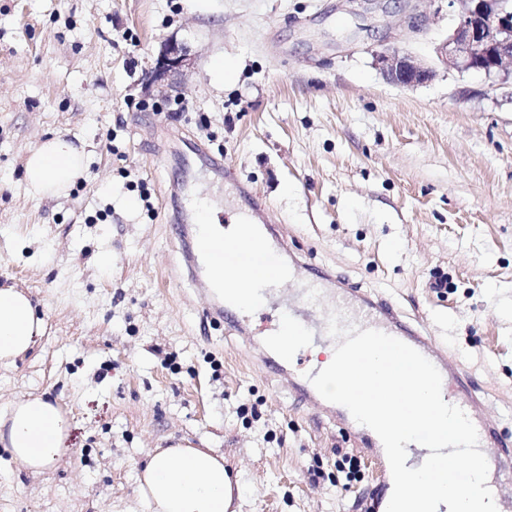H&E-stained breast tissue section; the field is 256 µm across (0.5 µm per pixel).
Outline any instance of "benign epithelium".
<instances>
[{"label": "benign epithelium", "mask_w": 512, "mask_h": 512, "mask_svg": "<svg viewBox=\"0 0 512 512\" xmlns=\"http://www.w3.org/2000/svg\"><path fill=\"white\" fill-rule=\"evenodd\" d=\"M454 9V25L447 38L436 45L429 59L393 51L376 54L385 79L404 88L434 80L440 71L477 70L486 76L508 75L512 66V0H448ZM182 49L171 44L158 69L185 66Z\"/></svg>", "instance_id": "7a95c632"}]
</instances>
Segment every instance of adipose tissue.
Listing matches in <instances>:
<instances>
[{"mask_svg": "<svg viewBox=\"0 0 512 512\" xmlns=\"http://www.w3.org/2000/svg\"><path fill=\"white\" fill-rule=\"evenodd\" d=\"M23 171L32 197H59L87 177L86 150L57 134L28 153ZM44 332L31 298L16 287H0V366L13 365ZM68 428L60 407L39 395L0 407V445L12 461L35 474L56 463ZM136 481L146 512H231L233 481L223 454L213 448L177 444L154 449Z\"/></svg>", "mask_w": 512, "mask_h": 512, "instance_id": "obj_1", "label": "adipose tissue"}]
</instances>
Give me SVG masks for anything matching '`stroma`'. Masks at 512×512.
Returning <instances> with one entry per match:
<instances>
[{
    "label": "stroma",
    "instance_id": "1",
    "mask_svg": "<svg viewBox=\"0 0 512 512\" xmlns=\"http://www.w3.org/2000/svg\"><path fill=\"white\" fill-rule=\"evenodd\" d=\"M453 23L447 0H0V283L46 323L0 367V406L39 393L70 422L44 474L0 448V512H146L136 470L180 442L223 452L237 512L376 496L372 449L293 395L302 366L203 316L193 225L169 219L200 199L224 225L265 205L301 282L382 296L512 435V84L451 70L403 88L375 64L431 57ZM169 40L191 61L160 75ZM56 134L85 142L90 175L37 200L23 162Z\"/></svg>",
    "mask_w": 512,
    "mask_h": 512
}]
</instances>
